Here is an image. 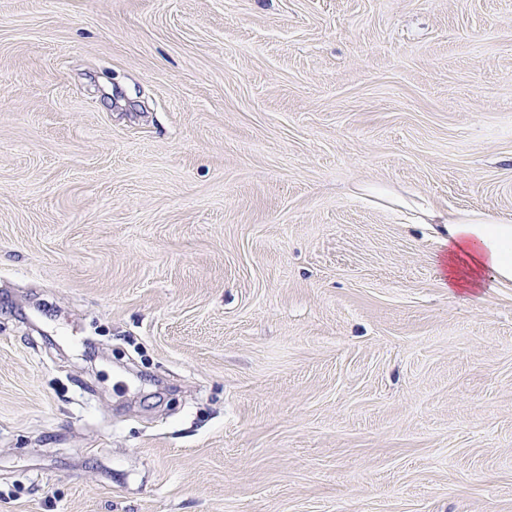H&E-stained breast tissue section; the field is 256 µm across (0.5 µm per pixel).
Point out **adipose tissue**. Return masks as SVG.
<instances>
[{"mask_svg":"<svg viewBox=\"0 0 512 512\" xmlns=\"http://www.w3.org/2000/svg\"><path fill=\"white\" fill-rule=\"evenodd\" d=\"M429 223L443 225L447 250L445 288H483L512 282V220L478 210L428 212Z\"/></svg>","mask_w":512,"mask_h":512,"instance_id":"1","label":"adipose tissue"}]
</instances>
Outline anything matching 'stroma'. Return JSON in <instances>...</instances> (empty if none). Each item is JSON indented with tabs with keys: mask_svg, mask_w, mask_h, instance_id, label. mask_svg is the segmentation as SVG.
Wrapping results in <instances>:
<instances>
[{
	"mask_svg": "<svg viewBox=\"0 0 512 512\" xmlns=\"http://www.w3.org/2000/svg\"><path fill=\"white\" fill-rule=\"evenodd\" d=\"M512 0H0V512H512ZM421 224H443L447 249L444 288H485L492 282H512V220L490 212L429 211Z\"/></svg>",
	"mask_w": 512,
	"mask_h": 512,
	"instance_id": "35a3bbf8",
	"label": "stroma"
}]
</instances>
